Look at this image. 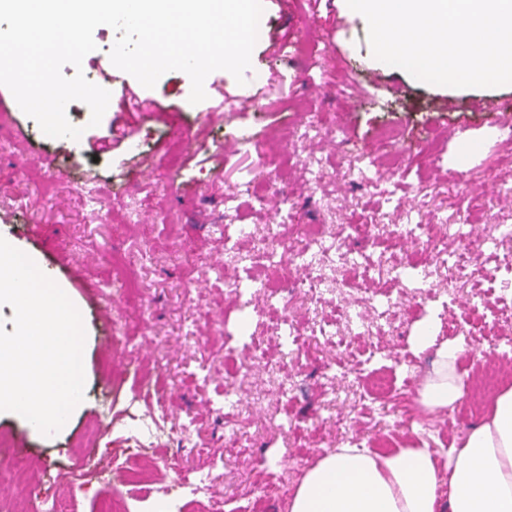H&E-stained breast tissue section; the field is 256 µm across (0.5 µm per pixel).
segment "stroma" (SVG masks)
<instances>
[{
  "label": "stroma",
  "instance_id": "35a3bbf8",
  "mask_svg": "<svg viewBox=\"0 0 512 512\" xmlns=\"http://www.w3.org/2000/svg\"><path fill=\"white\" fill-rule=\"evenodd\" d=\"M264 30L252 66L237 83L226 71L205 80L207 97L190 104L184 72L163 74L154 88L129 85L137 102L113 98L99 126L71 102L67 116L82 127L75 158L58 155L40 127L16 111L0 86V237L34 257L80 311L84 398L66 425L50 437L25 418L0 413V433L27 448L34 468L33 498L57 495L67 512H97L101 497L129 494L123 470L137 466L154 488H177L182 475L223 457L224 477L209 495L190 500L185 512H288L305 470L348 439L375 446L385 437L402 443L406 416L416 438L434 449L462 440L476 421L469 400L428 413L412 406L407 375L423 380L434 349L417 350L415 327L432 326L437 342H460L477 321L473 293L490 289L512 315V144L501 129L512 122V84L454 93L411 79L401 68L382 83L363 81L375 59L368 28L347 13L343 0H263ZM321 29L330 47L329 76L319 81L300 60L283 62L274 33ZM115 31L97 27L95 51L81 69L101 84ZM266 76L254 85V73ZM260 96L257 107L243 100ZM487 98L494 112L472 110ZM456 104L435 112L434 101ZM224 104L221 121L207 113ZM237 143L222 153L225 143ZM182 150L177 182L167 163ZM292 155L296 167L278 175L262 166L264 153ZM385 155L400 160V188L375 196L361 169ZM98 179L102 209L91 208L76 183ZM140 213L138 223L125 221ZM373 222L374 238L353 237L331 263L305 255L309 225L327 235L344 225ZM287 223V293L270 302L257 287L248 305L234 299L238 282L260 271L256 244L269 225ZM426 224L428 236L406 240L400 225ZM123 254L141 300L125 304L112 257ZM85 278L72 280V266ZM296 336L318 319L342 336L339 345L303 344L286 356L282 320ZM373 367L392 373L396 394L378 399L347 380H327V367L348 370L368 348ZM463 379L490 374L512 386V356L479 340L459 367ZM139 396L140 412L164 402L166 428L196 422L195 445L148 442L127 408ZM112 400V428L91 435L104 398ZM92 448L112 482L75 488L43 483L48 458L79 466Z\"/></svg>",
  "mask_w": 512,
  "mask_h": 512
}]
</instances>
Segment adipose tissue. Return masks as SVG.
I'll list each match as a JSON object with an SVG mask.
<instances>
[{
  "label": "adipose tissue",
  "mask_w": 512,
  "mask_h": 512,
  "mask_svg": "<svg viewBox=\"0 0 512 512\" xmlns=\"http://www.w3.org/2000/svg\"><path fill=\"white\" fill-rule=\"evenodd\" d=\"M413 342L421 351L436 349L417 402L431 413L458 405L465 347L435 343L427 325ZM288 512H512V387L498 392L489 413L445 451L355 442L326 452L305 470Z\"/></svg>",
  "instance_id": "ef3b65f1"
}]
</instances>
